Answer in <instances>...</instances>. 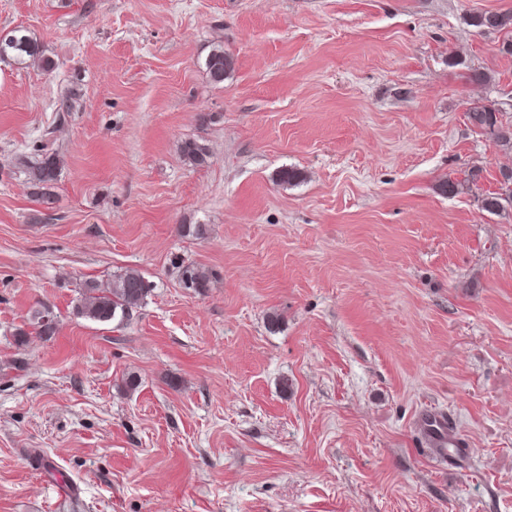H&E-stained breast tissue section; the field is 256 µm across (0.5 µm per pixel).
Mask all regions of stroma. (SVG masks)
<instances>
[{
    "mask_svg": "<svg viewBox=\"0 0 512 512\" xmlns=\"http://www.w3.org/2000/svg\"><path fill=\"white\" fill-rule=\"evenodd\" d=\"M505 11L0 0L55 63L0 60V512H512V210L482 208L512 151L468 118L512 124V27L475 24ZM44 153L49 205L16 164ZM128 269L127 323L77 314ZM234 64V58L223 47H217L206 57L204 70L213 85L221 86L234 70ZM423 425L433 436L437 446L441 448H461L463 439L456 431L455 424L445 415L427 414L423 417Z\"/></svg>",
    "mask_w": 512,
    "mask_h": 512,
    "instance_id": "stroma-1",
    "label": "stroma"
}]
</instances>
